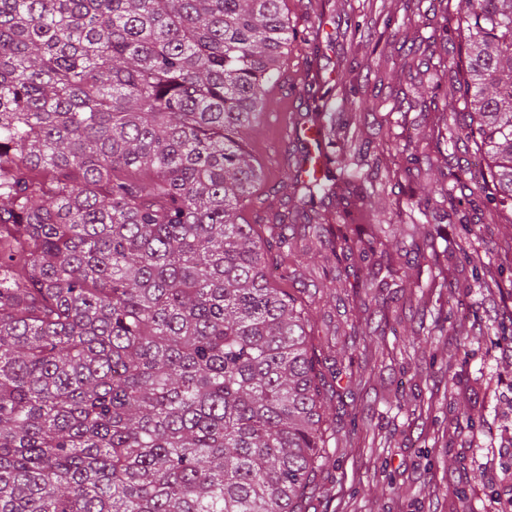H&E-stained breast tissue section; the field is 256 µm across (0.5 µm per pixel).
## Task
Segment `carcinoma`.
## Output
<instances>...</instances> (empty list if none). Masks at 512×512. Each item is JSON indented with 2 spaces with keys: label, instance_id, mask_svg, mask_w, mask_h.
<instances>
[{
  "label": "carcinoma",
  "instance_id": "obj_1",
  "mask_svg": "<svg viewBox=\"0 0 512 512\" xmlns=\"http://www.w3.org/2000/svg\"><path fill=\"white\" fill-rule=\"evenodd\" d=\"M286 0H0V512H305L342 371L311 303L271 278L357 261L380 303L414 216L367 224L358 189L398 175L353 114L321 112L326 165L287 158L281 208L249 224L246 148L288 45ZM472 94L438 113L477 170L437 192L512 224V0L442 11ZM448 266L428 262L425 294Z\"/></svg>",
  "mask_w": 512,
  "mask_h": 512
}]
</instances>
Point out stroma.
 Instances as JSON below:
<instances>
[{
  "label": "stroma",
  "mask_w": 512,
  "mask_h": 512,
  "mask_svg": "<svg viewBox=\"0 0 512 512\" xmlns=\"http://www.w3.org/2000/svg\"><path fill=\"white\" fill-rule=\"evenodd\" d=\"M400 0H287L291 42L279 80L294 116L313 111L310 91L334 88L329 112H352L371 146L388 145L395 163L428 138L433 83L454 94L453 76L435 80L428 64L456 39L431 42L422 11L399 9ZM359 23L349 30L345 18ZM423 40L410 60L404 40ZM377 103L361 116V102ZM438 170L423 172L411 193L397 183L365 188V206L383 218L407 211L410 198L429 199L448 211L443 224H422L437 252L464 246L502 269L503 286L488 291L474 266L458 260L450 276L454 298L421 305L427 274L394 259L399 284L374 316L384 333L362 324L364 273L355 263L336 288L307 287L315 302L309 344L322 350L323 315L342 334L336 362L352 377L349 393L335 400L326 432L333 457L316 481L320 495L306 512H501L512 497V225L493 212L472 211L459 198L435 191ZM454 331L428 340L435 323Z\"/></svg>",
  "instance_id": "1"
}]
</instances>
